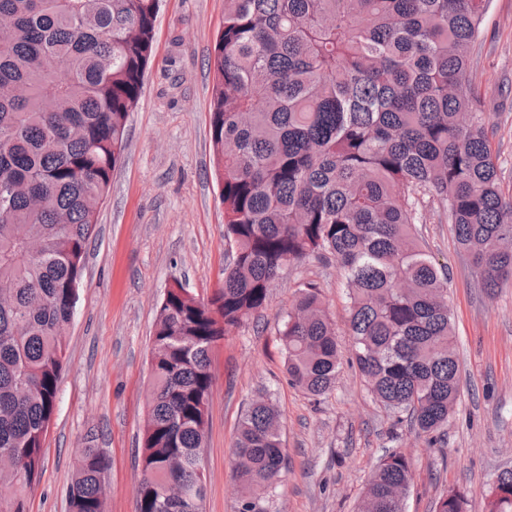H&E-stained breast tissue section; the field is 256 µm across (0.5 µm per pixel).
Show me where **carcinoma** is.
<instances>
[{
  "label": "carcinoma",
  "mask_w": 512,
  "mask_h": 512,
  "mask_svg": "<svg viewBox=\"0 0 512 512\" xmlns=\"http://www.w3.org/2000/svg\"><path fill=\"white\" fill-rule=\"evenodd\" d=\"M487 0H224L213 54L212 165L235 246L211 296L171 288L157 312L136 512L204 501L197 473L219 341L266 306L280 271L336 259L352 362L429 448L459 397L448 272L422 249L421 199L438 200L490 294L512 278V197L502 192L480 97L467 88ZM159 0H0V484L45 466L87 244L125 148ZM288 384L318 399L340 350L306 283L279 328ZM280 414L260 397L233 445L238 512L285 462ZM71 512H99L108 462L84 448ZM412 460L390 450L358 512H404ZM451 490L435 512H466ZM512 512V469L488 490Z\"/></svg>",
  "instance_id": "cac0c4a2"
}]
</instances>
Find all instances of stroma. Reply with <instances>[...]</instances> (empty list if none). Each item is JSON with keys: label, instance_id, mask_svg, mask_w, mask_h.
I'll list each match as a JSON object with an SVG mask.
<instances>
[{"label": "stroma", "instance_id": "35a3bbf8", "mask_svg": "<svg viewBox=\"0 0 512 512\" xmlns=\"http://www.w3.org/2000/svg\"><path fill=\"white\" fill-rule=\"evenodd\" d=\"M223 26L224 0H161L127 145L87 248L45 467L25 492L27 512H70L69 486L88 446L110 462L105 512H136L157 310L176 280L210 296L231 259L210 139V57ZM468 80L484 103L501 188L511 196L512 0H488ZM422 213L421 244L448 270L460 368V399L445 442L429 448L407 428H393L392 415L351 362L344 273L335 259H310L282 271L267 308L215 352L202 460L205 512H237L233 443L241 416L262 395L281 414L286 450L267 512H355L390 448L411 451L405 512H434L452 489L467 492L469 512H485L489 483L512 469V282L487 294L446 213L429 202ZM306 282L319 288L341 351L336 382L317 401L288 385L277 335Z\"/></svg>", "mask_w": 512, "mask_h": 512}]
</instances>
